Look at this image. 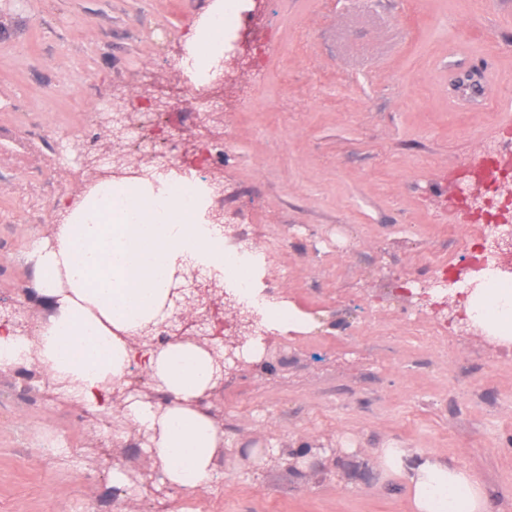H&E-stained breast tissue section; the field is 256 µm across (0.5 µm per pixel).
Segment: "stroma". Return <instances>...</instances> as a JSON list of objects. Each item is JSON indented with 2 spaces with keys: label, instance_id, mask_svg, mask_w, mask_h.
I'll return each instance as SVG.
<instances>
[{
  "label": "stroma",
  "instance_id": "1",
  "mask_svg": "<svg viewBox=\"0 0 512 512\" xmlns=\"http://www.w3.org/2000/svg\"><path fill=\"white\" fill-rule=\"evenodd\" d=\"M212 0H14L0 8V311L38 323L57 309L37 257L55 242L51 191L79 193L97 96L135 94L143 68L178 83V56ZM276 39L260 81L230 69L237 147L221 170L219 212H252L258 244L282 239L281 291L299 321L226 375L205 413L234 449L217 457L205 512H414L385 448L433 455L512 512V357L461 322L433 345L412 320L433 315L403 289L422 256L467 264L469 217L449 208L465 164L512 126V0H265ZM60 128L22 146L23 128ZM454 228L456 244L446 230ZM489 372L459 377L473 355ZM0 366V512H170L114 470L150 469L126 409L39 387L15 393ZM121 436L96 459L93 422ZM34 434L20 450L22 433ZM325 446L310 457L303 450ZM279 466H258L261 449Z\"/></svg>",
  "mask_w": 512,
  "mask_h": 512
}]
</instances>
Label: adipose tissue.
Wrapping results in <instances>:
<instances>
[{"instance_id":"adipose-tissue-1","label":"adipose tissue","mask_w":512,"mask_h":512,"mask_svg":"<svg viewBox=\"0 0 512 512\" xmlns=\"http://www.w3.org/2000/svg\"><path fill=\"white\" fill-rule=\"evenodd\" d=\"M224 266L219 230L198 223L193 211L159 203L136 189L103 192L84 208L77 224L61 227L53 246L39 256L45 284L66 276L57 291L59 313L39 346L22 336L0 335V365L38 353L55 376L95 400L110 378L123 376L135 357L124 335L148 332L160 321L177 271L196 264ZM474 310L512 338V282L493 285ZM146 369L172 392L177 405L159 409L134 402L139 425L158 430L154 451L166 481L187 490L208 482L222 439L217 424L193 404L212 381L213 363L192 343L147 351ZM388 469L404 477L415 512H486L481 490L465 471L434 456L413 458L382 451Z\"/></svg>"}]
</instances>
